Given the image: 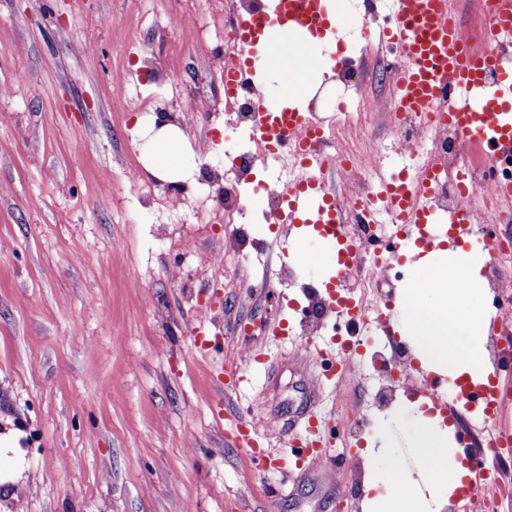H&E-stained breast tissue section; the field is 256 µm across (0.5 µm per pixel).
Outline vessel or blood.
I'll use <instances>...</instances> for the list:
<instances>
[{"label": "vessel or blood", "mask_w": 512, "mask_h": 512, "mask_svg": "<svg viewBox=\"0 0 512 512\" xmlns=\"http://www.w3.org/2000/svg\"><path fill=\"white\" fill-rule=\"evenodd\" d=\"M287 26L315 35L335 32L338 20L326 0H277L274 13L254 11L233 21L235 45L224 53V96L238 101L251 97L250 81L259 59L260 41L268 28ZM395 47L400 66L392 100L397 111L423 126L453 125L466 143L479 145L488 165L512 157V59L504 49L512 44V0H485V21L478 40L453 20L451 0H392L391 20L383 28ZM252 135L258 149L289 160L295 174L282 185L281 224H311L328 243L342 246L347 263L361 258L359 245L348 237L350 214L366 218L383 212L392 219L386 237V258H394L404 236L421 224H449L457 236L475 231L474 202L482 188L469 181L465 167L455 176L462 187L459 205L438 212L433 195L442 178L438 163L381 179L372 192L352 197L330 188L328 172L340 165L323 146L322 135L308 113L258 104ZM236 443L251 457L273 461L245 421L236 423Z\"/></svg>", "instance_id": "1"}]
</instances>
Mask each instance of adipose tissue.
<instances>
[{"label":"adipose tissue","mask_w":512,"mask_h":512,"mask_svg":"<svg viewBox=\"0 0 512 512\" xmlns=\"http://www.w3.org/2000/svg\"><path fill=\"white\" fill-rule=\"evenodd\" d=\"M156 151L148 171L163 181H178V157L187 149L181 129L156 116L148 128ZM481 265L462 248L438 250L416 262V277L397 301V329L410 345L423 370L458 381L489 384L484 343L493 327L484 304ZM413 414V467L403 466L385 441L370 442L366 454L386 461L384 470H371L363 512H445L452 492L473 480L457 454L440 413L421 403H404Z\"/></svg>","instance_id":"adipose-tissue-1"}]
</instances>
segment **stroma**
<instances>
[{"instance_id": "35a3bbf8", "label": "stroma", "mask_w": 512, "mask_h": 512, "mask_svg": "<svg viewBox=\"0 0 512 512\" xmlns=\"http://www.w3.org/2000/svg\"><path fill=\"white\" fill-rule=\"evenodd\" d=\"M328 4L344 21L328 56L359 59V88L375 100L341 148L358 157L379 143L381 175L415 164L395 146L394 84L379 72L396 52L361 36L388 20V0L372 15L364 0ZM193 29L203 43L185 39ZM224 50V0H0V512H361L368 441L386 435L411 458L410 418L376 425L371 355L401 341L395 303L426 241L410 235L383 286L351 289L367 322L332 317L307 337L305 287L331 289L335 246L265 224L261 195L240 224L202 223L197 209L214 193L201 169L250 131L222 112L199 116L181 207L145 170V106L175 113L223 97ZM298 242L325 263L296 266L291 286L281 278ZM246 270L255 288L243 287ZM356 336L363 353L339 376L324 351ZM229 370L244 377L233 389ZM497 375L500 411L463 406L456 432L512 435V369ZM314 412L335 440L334 469L264 465L235 443L241 417L292 454Z\"/></svg>"}]
</instances>
